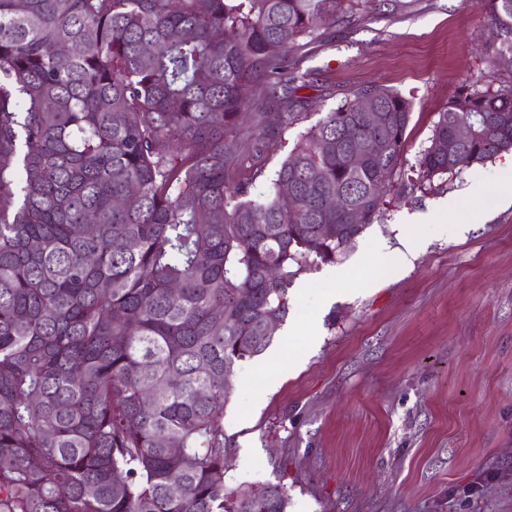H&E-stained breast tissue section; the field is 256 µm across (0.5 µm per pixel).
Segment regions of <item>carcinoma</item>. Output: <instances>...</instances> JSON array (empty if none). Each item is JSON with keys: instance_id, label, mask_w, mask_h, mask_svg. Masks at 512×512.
Wrapping results in <instances>:
<instances>
[{"instance_id": "1", "label": "carcinoma", "mask_w": 512, "mask_h": 512, "mask_svg": "<svg viewBox=\"0 0 512 512\" xmlns=\"http://www.w3.org/2000/svg\"><path fill=\"white\" fill-rule=\"evenodd\" d=\"M345 2L0 0V512H288L279 483L226 484L228 381L270 345L293 279L379 219L413 111L364 86L266 175L306 105L302 40ZM476 4L497 32L482 61L512 76V0ZM480 83L400 187L512 150V85ZM460 124L475 134L450 158Z\"/></svg>"}]
</instances>
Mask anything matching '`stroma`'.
I'll use <instances>...</instances> for the list:
<instances>
[{
    "mask_svg": "<svg viewBox=\"0 0 512 512\" xmlns=\"http://www.w3.org/2000/svg\"><path fill=\"white\" fill-rule=\"evenodd\" d=\"M492 29L474 0H353L301 51L307 105L265 167L359 88L411 98L405 168L463 78L482 75ZM503 156L426 192H391L335 262L300 274L271 343L269 390L239 362L224 405L228 485L283 484L288 512H512V203ZM468 225L445 233L442 220ZM424 242L389 272L404 232ZM351 279L339 284L337 269Z\"/></svg>",
    "mask_w": 512,
    "mask_h": 512,
    "instance_id": "1",
    "label": "stroma"
}]
</instances>
